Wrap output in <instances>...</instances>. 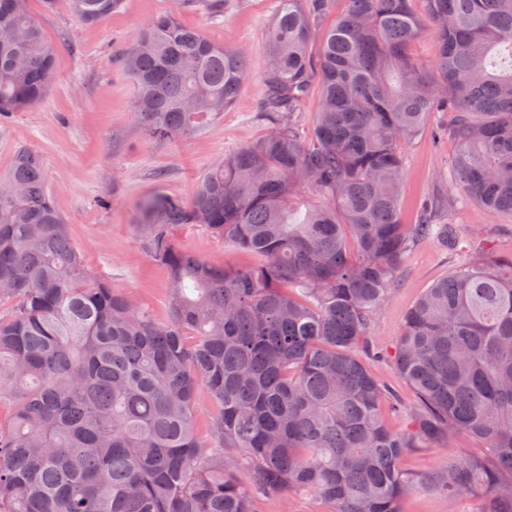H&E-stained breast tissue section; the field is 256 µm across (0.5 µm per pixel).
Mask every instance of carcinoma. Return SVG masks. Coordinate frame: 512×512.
Listing matches in <instances>:
<instances>
[{
  "mask_svg": "<svg viewBox=\"0 0 512 512\" xmlns=\"http://www.w3.org/2000/svg\"><path fill=\"white\" fill-rule=\"evenodd\" d=\"M0 0V120L39 104L55 42L27 7ZM267 32L270 131L213 163L186 204L138 200L137 235L168 278L167 316L93 271L45 186L37 153L0 171V512H253L282 492L325 512H402L425 489L477 495L475 512H512V253L492 248L418 299L393 365L419 407L405 428L353 353L369 343L405 254L454 238L434 212L471 201L512 219V0H278ZM95 24L122 0H67ZM147 22L122 68L152 138L203 132L249 73L246 52L182 25ZM432 32L423 68L410 46ZM318 80L311 139L296 113ZM452 113L448 196L401 219L404 145L428 114ZM325 202L300 208L302 190ZM182 224L248 257L216 266L179 248ZM206 387L210 436L195 432ZM463 435L476 456L449 449ZM448 449L432 472L400 465Z\"/></svg>",
  "mask_w": 512,
  "mask_h": 512,
  "instance_id": "1",
  "label": "carcinoma"
}]
</instances>
